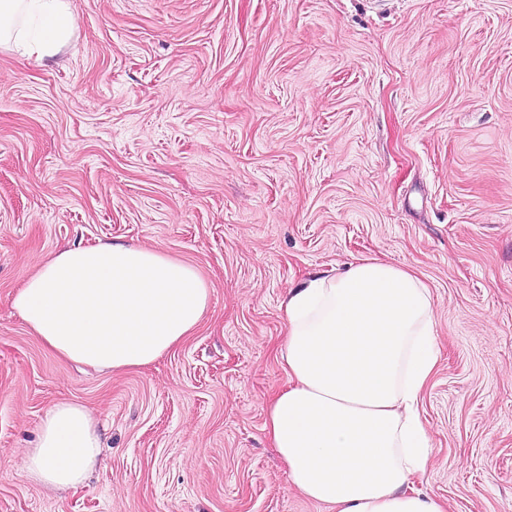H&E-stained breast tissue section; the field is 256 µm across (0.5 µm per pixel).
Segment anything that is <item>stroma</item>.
<instances>
[{
  "label": "stroma",
  "mask_w": 512,
  "mask_h": 512,
  "mask_svg": "<svg viewBox=\"0 0 512 512\" xmlns=\"http://www.w3.org/2000/svg\"><path fill=\"white\" fill-rule=\"evenodd\" d=\"M40 61L0 48V512H328L264 430L289 288L362 258L430 287L419 398L447 512H512V0H71ZM129 242L208 281L149 367L56 358L12 297L53 253ZM100 454L21 470L46 410ZM99 434L89 411L78 403L58 402L44 414L37 445L27 448L22 469L31 480L55 489H76L95 466Z\"/></svg>",
  "instance_id": "obj_1"
}]
</instances>
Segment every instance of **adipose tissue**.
Returning a JSON list of instances; mask_svg holds the SVG:
<instances>
[{
	"mask_svg": "<svg viewBox=\"0 0 512 512\" xmlns=\"http://www.w3.org/2000/svg\"><path fill=\"white\" fill-rule=\"evenodd\" d=\"M69 22V0H0V47L53 57ZM210 292L194 266L112 243L58 252L12 303L58 357L124 372L193 334ZM284 313L288 383L265 407V430L292 486L329 512H446L413 486L432 453L418 412L438 359L430 288L408 268L366 258L289 289ZM98 454L89 411L58 402L22 469L44 486L74 489Z\"/></svg>",
	"mask_w": 512,
	"mask_h": 512,
	"instance_id": "ef3b65f1",
	"label": "adipose tissue"
}]
</instances>
